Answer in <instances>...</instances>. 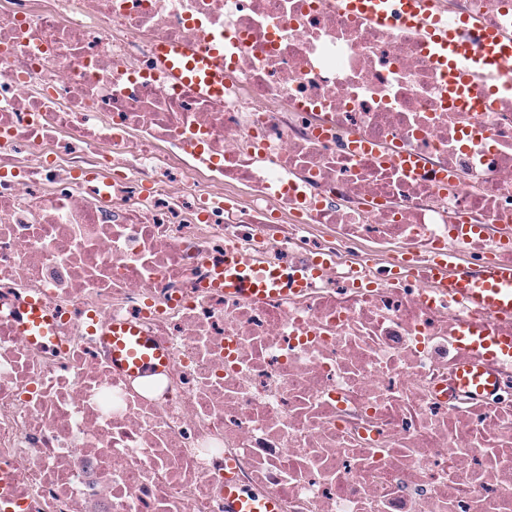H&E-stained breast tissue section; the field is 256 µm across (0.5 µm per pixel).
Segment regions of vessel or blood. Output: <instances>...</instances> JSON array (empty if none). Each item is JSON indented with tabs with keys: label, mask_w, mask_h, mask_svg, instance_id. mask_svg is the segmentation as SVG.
Instances as JSON below:
<instances>
[{
	"label": "vessel or blood",
	"mask_w": 512,
	"mask_h": 512,
	"mask_svg": "<svg viewBox=\"0 0 512 512\" xmlns=\"http://www.w3.org/2000/svg\"><path fill=\"white\" fill-rule=\"evenodd\" d=\"M339 8L383 27L413 29L421 33L431 61L447 68L449 91L455 95L489 101L500 73L512 67V37L485 26L478 17L466 16L448 22L432 0H337ZM192 64L212 94L224 92V79L213 72L205 52L194 53ZM439 293L449 300L475 307L493 317L512 318V263L497 261L464 263L453 257L437 256L431 273ZM302 278L285 279L281 270L257 269L230 254L224 259V289L259 297L286 287L305 286ZM21 331L31 345H40L52 319L43 299L28 301ZM102 334L112 347V357L133 375H146L167 367L168 359L131 325H107ZM462 346L482 350L486 355L512 356V339L492 335L478 326L460 335ZM459 384L475 394L491 391L492 377L481 368L461 369Z\"/></svg>",
	"instance_id": "b4317fda"
}]
</instances>
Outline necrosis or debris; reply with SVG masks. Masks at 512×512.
<instances>
[{
	"instance_id": "4bbe7bcc",
	"label": "necrosis or debris",
	"mask_w": 512,
	"mask_h": 512,
	"mask_svg": "<svg viewBox=\"0 0 512 512\" xmlns=\"http://www.w3.org/2000/svg\"><path fill=\"white\" fill-rule=\"evenodd\" d=\"M512 30V0H437ZM205 48L224 94L161 49ZM313 285L225 292L226 249ZM512 263V85L448 96L336 0H0V497L18 512H512V319L438 253ZM409 257L399 276L395 261ZM52 307L31 347L21 309ZM170 357L132 377L105 323ZM496 380L479 396L463 366ZM460 334L462 346L480 349L487 356L497 357L498 355L512 356V339L493 336L490 332L479 326H468ZM233 486L232 484V475L227 474L225 476V491L228 495L229 501L233 504V512H273L274 509L270 504L265 505L264 511H262L263 504L260 503V507H257L253 502L248 500L246 497L239 494L237 488H234L229 491V487Z\"/></svg>"
}]
</instances>
